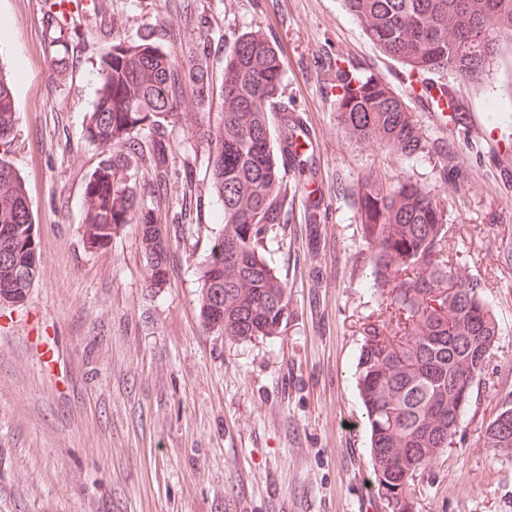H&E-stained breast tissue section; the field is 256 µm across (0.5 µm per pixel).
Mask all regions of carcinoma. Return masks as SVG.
Wrapping results in <instances>:
<instances>
[{
	"label": "carcinoma",
	"instance_id": "obj_1",
	"mask_svg": "<svg viewBox=\"0 0 512 512\" xmlns=\"http://www.w3.org/2000/svg\"><path fill=\"white\" fill-rule=\"evenodd\" d=\"M382 53L410 70L454 73L471 86L512 45V0H343ZM103 91L89 114L86 135L126 151L103 156L89 175L81 224L84 244L108 245L127 224L137 226L149 287L169 280L171 225L140 201L130 169L144 158L155 183H166L172 142L167 127L180 118L179 97L192 92L199 112L214 95L223 112L202 135L214 141L211 185L223 203L221 230L197 272L201 326L230 341L274 339L288 320L286 283L268 258L274 226L286 223L283 181L298 152L283 130L270 138L268 113L281 93L284 59L261 34H241L224 60V82L193 66L179 67L157 45L152 29L136 43L112 46L102 59ZM336 98L341 123L355 137L387 143L412 158L427 150L413 114L390 88L355 72L342 74ZM13 83L0 72V144L13 136ZM150 131L146 140L141 131ZM445 175L458 179L455 154L443 145ZM370 249L372 287L389 312L365 329L357 361V389L370 429V464L386 496L401 477L413 480L452 443L464 402L460 385L479 383L500 327L481 284L458 276L449 258L447 214L427 192L406 181L364 183L354 199ZM41 266L25 186L7 154H0V304L20 306ZM512 398L504 397L483 430V443L512 458Z\"/></svg>",
	"mask_w": 512,
	"mask_h": 512
}]
</instances>
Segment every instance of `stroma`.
<instances>
[{"label": "stroma", "mask_w": 512, "mask_h": 512, "mask_svg": "<svg viewBox=\"0 0 512 512\" xmlns=\"http://www.w3.org/2000/svg\"><path fill=\"white\" fill-rule=\"evenodd\" d=\"M47 0H0V64L14 77L18 123L8 157L25 183L42 257L22 306H0V512H391L369 465V431L355 387L365 324L382 299L353 199L367 175L399 177L447 211L458 272L478 280L500 324L451 449L413 481L415 512H512V458L481 431L512 394V54L479 87L445 74L464 128L434 114L423 83L379 51L342 0H96L63 32L70 67L44 49ZM179 17L178 43L165 39ZM160 32L176 62L221 76L237 37L261 30L283 56L282 111L310 137L286 224L268 244L288 288L278 338L206 333L195 268L218 231L210 139L187 113L168 129L167 187L132 167L140 198L171 226L165 288L146 280L135 225L101 249L81 236L84 188L102 158L85 134L100 61L113 43ZM387 84L423 139L454 149L463 177L437 154L411 160L364 145L336 112L339 73ZM503 118L493 122L490 109ZM321 202L320 245L305 215Z\"/></svg>", "instance_id": "stroma-1"}]
</instances>
